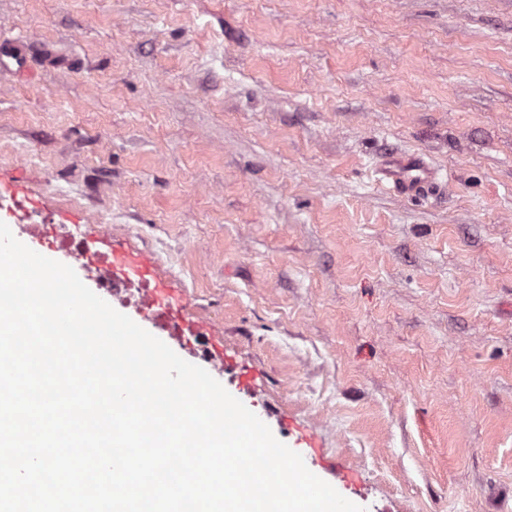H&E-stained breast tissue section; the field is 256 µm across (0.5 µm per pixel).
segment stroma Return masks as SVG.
I'll use <instances>...</instances> for the list:
<instances>
[{"instance_id":"1","label":"stroma","mask_w":512,"mask_h":512,"mask_svg":"<svg viewBox=\"0 0 512 512\" xmlns=\"http://www.w3.org/2000/svg\"><path fill=\"white\" fill-rule=\"evenodd\" d=\"M19 37L18 240L148 254L194 331L106 302L365 512H512V0H0ZM395 153L436 182L378 185Z\"/></svg>"}]
</instances>
